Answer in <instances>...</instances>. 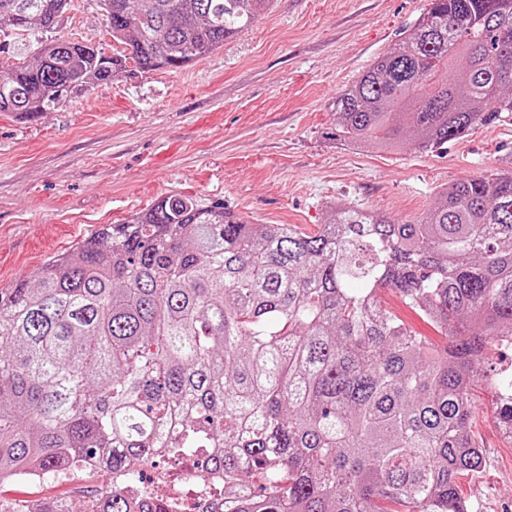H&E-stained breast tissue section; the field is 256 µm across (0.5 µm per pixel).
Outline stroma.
<instances>
[{
	"label": "stroma",
	"mask_w": 512,
	"mask_h": 512,
	"mask_svg": "<svg viewBox=\"0 0 512 512\" xmlns=\"http://www.w3.org/2000/svg\"><path fill=\"white\" fill-rule=\"evenodd\" d=\"M429 0H274L256 23L175 71L122 74L26 120L0 112V288L168 193L223 201L257 224L316 232L327 205L419 217L449 184L512 170V123L476 125L441 149H353L336 137L337 94L387 51ZM111 49L98 0H72L57 30ZM382 306L445 342L390 290ZM482 469L460 481L468 512H512V440L496 395L474 389ZM109 473L0 485V500L66 497L80 512Z\"/></svg>",
	"instance_id": "obj_1"
}]
</instances>
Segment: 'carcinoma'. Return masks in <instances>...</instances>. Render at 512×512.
Returning <instances> with one entry per match:
<instances>
[{"label":"carcinoma","instance_id":"1","mask_svg":"<svg viewBox=\"0 0 512 512\" xmlns=\"http://www.w3.org/2000/svg\"><path fill=\"white\" fill-rule=\"evenodd\" d=\"M70 2L0 0V35L51 34ZM99 2L122 49L39 39L0 66V112L34 118L130 63L182 68L272 0ZM333 106L343 141L389 151L511 122L512 0H430ZM510 337L512 172L450 184L415 222L334 205L314 233L168 194L0 288V483L95 459L102 512H152L161 449L224 474L222 512H465L473 386ZM495 380L512 428V375ZM378 299L387 311L402 319L418 335L425 336L436 346H442L445 343L444 337L437 328L421 312L414 311L405 305L396 293L382 289L378 293Z\"/></svg>","mask_w":512,"mask_h":512}]
</instances>
